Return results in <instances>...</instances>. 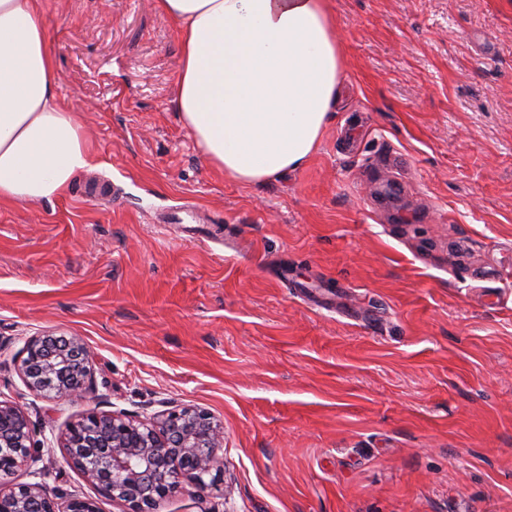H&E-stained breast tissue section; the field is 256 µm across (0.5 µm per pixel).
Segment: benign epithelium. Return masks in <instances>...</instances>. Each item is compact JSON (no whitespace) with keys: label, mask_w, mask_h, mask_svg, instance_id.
Listing matches in <instances>:
<instances>
[{"label":"benign epithelium","mask_w":512,"mask_h":512,"mask_svg":"<svg viewBox=\"0 0 512 512\" xmlns=\"http://www.w3.org/2000/svg\"><path fill=\"white\" fill-rule=\"evenodd\" d=\"M93 364L81 338L45 332L25 340L19 371L34 395L78 400L92 386ZM35 435L25 409L0 399V512H100L94 499L51 493L41 482L1 483L22 469L37 474ZM61 445L68 463L127 512H154L185 481L206 488L224 478V424L199 407L148 418L88 413L67 425Z\"/></svg>","instance_id":"obj_1"}]
</instances>
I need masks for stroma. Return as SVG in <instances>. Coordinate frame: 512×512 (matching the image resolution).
Masks as SVG:
<instances>
[{
    "label": "stroma",
    "mask_w": 512,
    "mask_h": 512,
    "mask_svg": "<svg viewBox=\"0 0 512 512\" xmlns=\"http://www.w3.org/2000/svg\"><path fill=\"white\" fill-rule=\"evenodd\" d=\"M339 100L301 169H213L180 121L157 0H40L93 168L0 204V396L49 490L126 512L66 424L180 405L224 424V483L155 512H512V0H328ZM200 208L201 228L163 223ZM80 337L93 386L31 394L27 337Z\"/></svg>",
    "instance_id": "obj_1"
}]
</instances>
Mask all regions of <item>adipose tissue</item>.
Masks as SVG:
<instances>
[{
	"label": "adipose tissue",
	"instance_id": "1",
	"mask_svg": "<svg viewBox=\"0 0 512 512\" xmlns=\"http://www.w3.org/2000/svg\"><path fill=\"white\" fill-rule=\"evenodd\" d=\"M180 41L175 103L201 154L258 184L303 166L336 104L342 50L327 0H157ZM39 0H0V202L63 194L94 158L60 107Z\"/></svg>",
	"mask_w": 512,
	"mask_h": 512
}]
</instances>
